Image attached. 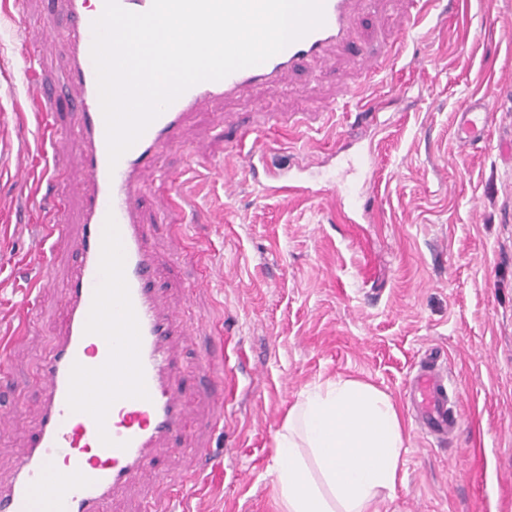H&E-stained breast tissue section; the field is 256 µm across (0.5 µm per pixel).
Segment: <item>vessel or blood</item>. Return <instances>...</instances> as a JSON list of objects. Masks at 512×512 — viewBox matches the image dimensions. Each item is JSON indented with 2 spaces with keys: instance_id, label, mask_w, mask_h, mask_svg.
Listing matches in <instances>:
<instances>
[{
  "instance_id": "b4317fda",
  "label": "vessel or blood",
  "mask_w": 512,
  "mask_h": 512,
  "mask_svg": "<svg viewBox=\"0 0 512 512\" xmlns=\"http://www.w3.org/2000/svg\"><path fill=\"white\" fill-rule=\"evenodd\" d=\"M372 2L323 0V26L264 63L190 87L114 165L91 57L92 23L103 5L62 0L57 12L40 18L33 40L22 47L21 73H31L39 40L68 43L71 61L62 89L39 88L37 101L47 112L66 107L75 118L86 172L78 188L81 260L67 279L64 330L40 371L38 429L13 477L0 484V512H107L114 494L166 482L151 460L162 441L185 427L183 396L170 381V339L189 327L158 296L164 268L152 250V227L140 217L141 174L176 141L202 101L248 89L272 94L286 73L315 61L331 63L333 53L353 41L357 19ZM491 123L488 101L471 98L457 116L455 138L480 142ZM241 159L261 191L283 197L297 191L291 178L266 170L258 152ZM411 393L428 430L444 433L458 424L446 380L432 364L420 366Z\"/></svg>"
}]
</instances>
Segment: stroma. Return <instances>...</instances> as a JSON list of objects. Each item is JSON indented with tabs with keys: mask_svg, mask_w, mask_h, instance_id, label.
<instances>
[{
	"mask_svg": "<svg viewBox=\"0 0 512 512\" xmlns=\"http://www.w3.org/2000/svg\"><path fill=\"white\" fill-rule=\"evenodd\" d=\"M57 0H0L1 134L14 144L0 167V482L8 481L42 410L36 375L64 328L65 274L79 240L51 251L47 191L84 181L81 156L61 130V110L41 118L26 96L17 60L31 27ZM394 48L389 71L365 80L362 48ZM37 79L61 85L68 47L38 45ZM365 83L364 98L347 91ZM487 96L494 113L483 142L454 137L458 110ZM270 169L311 166V193L262 194L236 156L239 141ZM370 153L372 175L348 162ZM60 177L47 186L43 170ZM29 170L18 184L11 169ZM362 186L371 178L374 220L352 224L326 174ZM143 217L155 198L175 196L177 221L159 225L154 248L177 257L161 282L165 305L197 327L172 348L173 380L185 384L189 422L176 440L188 455L154 461L184 483L128 489L109 512L147 504L178 512H279L275 433L300 392L355 378L389 394L405 427L396 487L377 512H512V0H440L416 29L402 0H377L358 20L354 45L333 68L285 75L276 95L248 91L202 102L159 166L143 172ZM52 283L37 297V280ZM223 352L224 423L216 425L209 384L196 366ZM435 357L460 393L461 426L431 436L414 420L407 389L420 361ZM194 448L223 468L215 483Z\"/></svg>",
	"mask_w": 512,
	"mask_h": 512,
	"instance_id": "1",
	"label": "stroma"
}]
</instances>
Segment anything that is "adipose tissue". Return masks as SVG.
I'll list each match as a JSON object with an SVG mask.
<instances>
[{
    "instance_id": "adipose-tissue-1",
    "label": "adipose tissue",
    "mask_w": 512,
    "mask_h": 512,
    "mask_svg": "<svg viewBox=\"0 0 512 512\" xmlns=\"http://www.w3.org/2000/svg\"><path fill=\"white\" fill-rule=\"evenodd\" d=\"M403 449L387 394L350 378L311 386L276 433L280 512H375L397 483Z\"/></svg>"
}]
</instances>
